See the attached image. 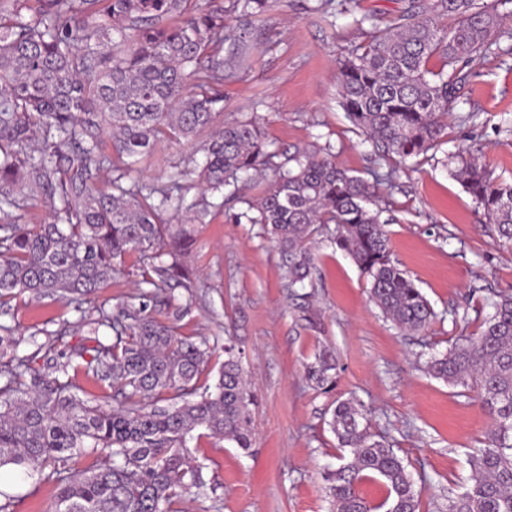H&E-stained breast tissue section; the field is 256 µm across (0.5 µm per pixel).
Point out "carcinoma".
Instances as JSON below:
<instances>
[{
    "instance_id": "obj_1",
    "label": "carcinoma",
    "mask_w": 512,
    "mask_h": 512,
    "mask_svg": "<svg viewBox=\"0 0 512 512\" xmlns=\"http://www.w3.org/2000/svg\"><path fill=\"white\" fill-rule=\"evenodd\" d=\"M189 0H0V306L18 294L81 305L137 255L139 305L96 308L85 317L92 345L73 346L51 371L17 352L13 330L0 326V468L17 467L55 483V512H173L200 485L187 437L197 428L244 451L252 448L251 406L241 352L224 346L212 386L200 384L210 347L178 332L184 314L174 289L194 287L184 256L194 238L187 225L207 213L206 197L186 198L193 178L237 199L251 173L271 171L261 196L244 201L235 223L262 224L287 255L292 287L320 275L316 237L335 225L333 242L364 274L370 301L397 327L428 330L436 313L407 271L392 259L376 204V185L338 166L319 148L277 160L253 120L224 125L165 185L129 180L158 136L189 138L210 128L223 101L224 79L241 67L240 41L224 42V18L242 26L268 0H225L185 18ZM512 0H433L412 6L370 41L348 52L340 68V103L391 167L435 148L448 111L465 85L467 65L495 53L493 40ZM448 24H441V19ZM440 58L442 67L428 68ZM113 176L98 187L101 172ZM453 176L483 209L499 238L512 242V182L496 180L482 156H460ZM47 204L52 220L21 224L16 211ZM480 330L431 356L427 373L478 394L493 416L487 444L471 459L470 485L448 499V512H512V294L489 303ZM336 358L323 350L307 377L325 390ZM117 390L92 404L76 395L78 376ZM350 460L326 476L334 512H420L408 466L369 431L350 399L328 421ZM120 459L73 472L74 452ZM377 476L386 496L373 505L359 493Z\"/></svg>"
}]
</instances>
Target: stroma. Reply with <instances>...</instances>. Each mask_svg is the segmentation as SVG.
Instances as JSON below:
<instances>
[{"mask_svg":"<svg viewBox=\"0 0 512 512\" xmlns=\"http://www.w3.org/2000/svg\"><path fill=\"white\" fill-rule=\"evenodd\" d=\"M411 0H269L243 42L238 77L225 81L217 124L249 119L264 128L272 150L311 144L330 148L337 164L372 179L373 148L339 103V59L367 44ZM370 24L357 26L361 16ZM479 56L448 117L441 145L408 161L391 185H378L392 257L416 280L437 318L426 333L405 334L373 305L368 282L327 236L317 239L321 278L316 286H288L284 257L258 224L232 223L213 208L191 227L195 243L184 262L197 275L177 295L188 312L182 335L215 345L205 376L214 384L234 337L256 395L251 452L195 430L187 447L204 488L188 490L176 512H332L325 477L341 449L328 422L333 403L351 399L372 432L404 458L420 493L421 512H448L450 497L469 484V461L485 446L492 417L475 398L431 377L425 364L456 337L476 332L488 300L512 293V244L501 241L472 197L453 178L448 153L481 154L494 176L512 179V42ZM208 133L184 139L159 136L138 165L143 182L164 184L187 158H202ZM135 257L123 275L94 299L112 308L135 304L140 290ZM80 314L67 301L20 295L0 307V324L14 329L20 353L35 368L45 360L37 343L55 352L80 344ZM339 366L332 391L315 390L305 366L322 348ZM10 512H50L56 484L17 473L8 490Z\"/></svg>","mask_w":512,"mask_h":512,"instance_id":"35a3bbf8","label":"stroma"}]
</instances>
